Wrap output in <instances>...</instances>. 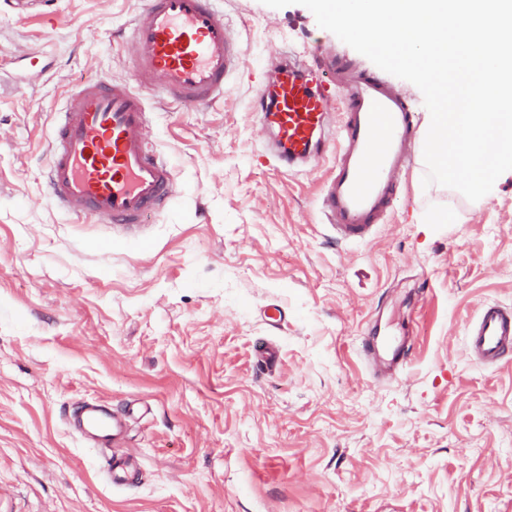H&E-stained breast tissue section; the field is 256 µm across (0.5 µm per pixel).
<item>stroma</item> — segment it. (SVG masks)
<instances>
[{
	"mask_svg": "<svg viewBox=\"0 0 512 512\" xmlns=\"http://www.w3.org/2000/svg\"><path fill=\"white\" fill-rule=\"evenodd\" d=\"M217 4L244 64L206 107L148 97L176 188L123 233L43 172L69 90L130 80L145 0H0V512H512V362L465 347L483 303L512 307V176L475 202L424 185L415 141L374 234L339 239L334 152L279 167L254 102L282 52L376 65L305 6ZM376 325L411 337L403 374L373 378ZM79 400L131 412L133 484L67 425Z\"/></svg>",
	"mask_w": 512,
	"mask_h": 512,
	"instance_id": "obj_1",
	"label": "stroma"
}]
</instances>
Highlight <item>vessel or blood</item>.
<instances>
[{
  "label": "vessel or blood",
  "instance_id": "1",
  "mask_svg": "<svg viewBox=\"0 0 512 512\" xmlns=\"http://www.w3.org/2000/svg\"><path fill=\"white\" fill-rule=\"evenodd\" d=\"M130 45L132 82L93 81L70 93L57 115L44 182L49 203L124 229L161 209L175 185L172 167L149 144L144 92L204 107L223 95L243 63L214 0H147L132 24ZM331 84L345 89L342 102L328 95ZM260 120L272 142L270 158L288 167L317 157L327 140L336 139L324 196L329 223L342 239H369L393 204L396 173L410 159L415 133L406 102L379 78L335 58H322L312 69L287 57ZM466 347L490 368L512 361V308L482 304ZM379 349L387 356V373L410 363V338L363 339L364 353ZM129 421L128 413L111 414L89 401L69 416L80 438L98 446L109 480L118 485L127 480L119 447Z\"/></svg>",
  "mask_w": 512,
  "mask_h": 512
}]
</instances>
